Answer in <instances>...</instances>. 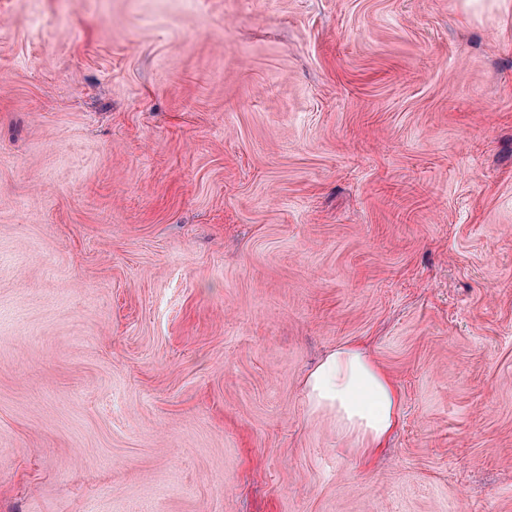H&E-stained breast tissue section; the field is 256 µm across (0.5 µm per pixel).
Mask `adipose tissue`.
Returning <instances> with one entry per match:
<instances>
[{
  "mask_svg": "<svg viewBox=\"0 0 512 512\" xmlns=\"http://www.w3.org/2000/svg\"><path fill=\"white\" fill-rule=\"evenodd\" d=\"M302 394L308 414L329 418L367 462L385 447L400 418L396 385L358 343L329 352L306 376Z\"/></svg>",
  "mask_w": 512,
  "mask_h": 512,
  "instance_id": "obj_1",
  "label": "adipose tissue"
}]
</instances>
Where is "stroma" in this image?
<instances>
[{
    "mask_svg": "<svg viewBox=\"0 0 512 512\" xmlns=\"http://www.w3.org/2000/svg\"><path fill=\"white\" fill-rule=\"evenodd\" d=\"M0 512H512V16L0 0ZM302 394L308 414L328 417L367 463L385 447L400 418L396 385L358 343L329 352L306 376Z\"/></svg>",
    "mask_w": 512,
    "mask_h": 512,
    "instance_id": "1",
    "label": "stroma"
}]
</instances>
